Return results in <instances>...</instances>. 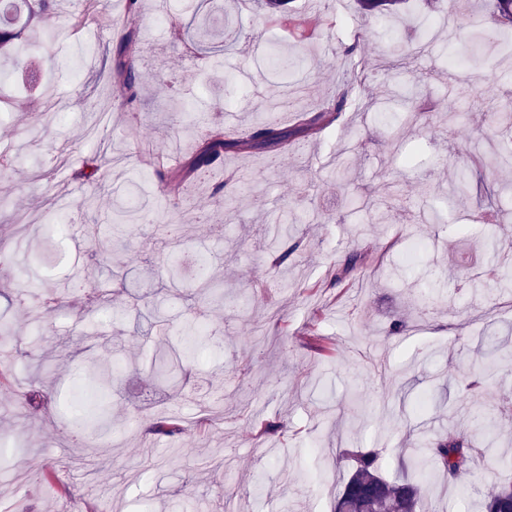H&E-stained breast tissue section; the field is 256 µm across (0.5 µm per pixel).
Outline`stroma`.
Instances as JSON below:
<instances>
[{
    "label": "stroma",
    "mask_w": 512,
    "mask_h": 512,
    "mask_svg": "<svg viewBox=\"0 0 512 512\" xmlns=\"http://www.w3.org/2000/svg\"><path fill=\"white\" fill-rule=\"evenodd\" d=\"M25 35L24 66L0 97L20 98L0 119V318L12 327L0 358V441L12 446L0 466V512H333L351 465L346 450L383 447L381 471L409 475L399 448L409 431L483 426L512 413V377L491 382L478 399L463 376L478 358L512 351V289L493 300L474 294L454 271L493 264L492 240L512 235V168H472L457 191L454 154L489 132L488 117L512 99V53L490 51L477 89L450 93L448 71L472 72L458 57L474 29H495L493 0H463L455 15L414 0L409 28L360 17L354 0H290L286 21L267 20L249 0H202L201 13L224 6L212 40L181 34V7L157 15L147 4L136 51L145 79L127 107L114 83L113 56L125 31L126 0H99L101 22L75 29L84 4L58 0ZM341 13L343 26L318 27ZM355 45V61L343 54ZM289 46L282 70L271 54ZM224 63L206 71L207 54ZM353 84L345 112L323 131L299 138L277 158L244 149L225 155L185 199L171 196L156 164L182 165L202 144L196 128L221 124L241 140L276 95L299 96L278 113L293 128L301 108L317 110L341 79ZM425 79L421 103L430 122L395 140L401 98ZM186 106L185 127L167 115ZM95 181L79 179L88 162ZM251 172L233 211L212 185L235 168ZM134 220L121 235L105 226L113 199ZM187 225L177 248L162 247L156 226ZM66 225L69 246L51 231ZM287 226L290 255L271 267L268 227ZM365 260L342 283L348 257ZM224 291L204 299L200 274ZM86 278L106 310L71 305L44 329L19 293ZM440 299L421 322L409 317L417 278ZM204 309L224 334L223 349L199 367L179 362L177 333L186 311ZM171 329L172 372L153 374L159 326ZM97 355L121 364L112 412L95 465L71 437L76 371ZM179 424L150 432L153 422ZM429 512H481L471 485H422Z\"/></svg>",
    "instance_id": "35a3bbf8"
}]
</instances>
